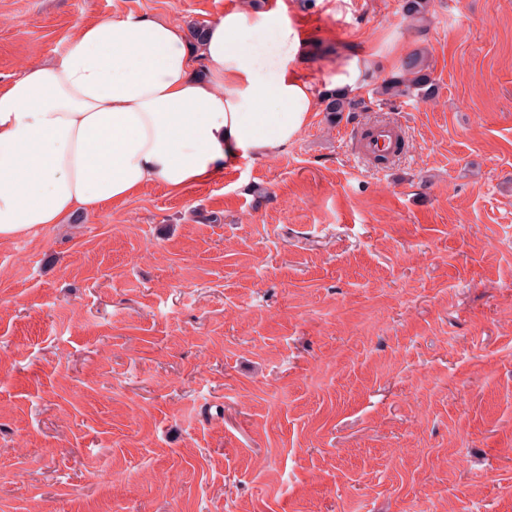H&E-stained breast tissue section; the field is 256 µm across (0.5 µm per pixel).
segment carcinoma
I'll use <instances>...</instances> for the list:
<instances>
[{"label":"carcinoma","instance_id":"carcinoma-1","mask_svg":"<svg viewBox=\"0 0 512 512\" xmlns=\"http://www.w3.org/2000/svg\"><path fill=\"white\" fill-rule=\"evenodd\" d=\"M429 0H405L403 10L407 17L421 20L424 18ZM365 78L373 85L372 94L387 97V99H400L414 101H429L435 94V82L430 64L426 56L419 50L409 53L402 61L397 75L383 80L368 72ZM324 111L332 116L333 120H341L343 113L355 112L366 107L362 98L348 97L336 93L323 94Z\"/></svg>","mask_w":512,"mask_h":512}]
</instances>
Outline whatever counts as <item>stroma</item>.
I'll use <instances>...</instances> for the list:
<instances>
[{
	"instance_id": "obj_1",
	"label": "stroma",
	"mask_w": 512,
	"mask_h": 512,
	"mask_svg": "<svg viewBox=\"0 0 512 512\" xmlns=\"http://www.w3.org/2000/svg\"><path fill=\"white\" fill-rule=\"evenodd\" d=\"M237 0H0V85L81 27ZM324 94L429 102L0 244V512H512V0H284ZM392 121L387 168L352 140ZM368 63L356 56L344 57L336 62V71L331 77V88L341 89L346 95L323 94V112L332 115L333 121L343 118V112H357L366 107L362 98H357L364 89V77L374 85L372 94L386 99L405 98L414 101H429L435 94V80L430 64L422 51L414 50L402 61L397 75L378 81V76L367 71ZM354 96V97H353Z\"/></svg>"
}]
</instances>
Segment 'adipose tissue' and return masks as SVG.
Wrapping results in <instances>:
<instances>
[{
  "label": "adipose tissue",
  "instance_id": "adipose-tissue-1",
  "mask_svg": "<svg viewBox=\"0 0 512 512\" xmlns=\"http://www.w3.org/2000/svg\"><path fill=\"white\" fill-rule=\"evenodd\" d=\"M304 53L285 5L261 0H238L195 46L149 16L80 28L0 86V240L287 149L322 104Z\"/></svg>",
  "mask_w": 512,
  "mask_h": 512
}]
</instances>
